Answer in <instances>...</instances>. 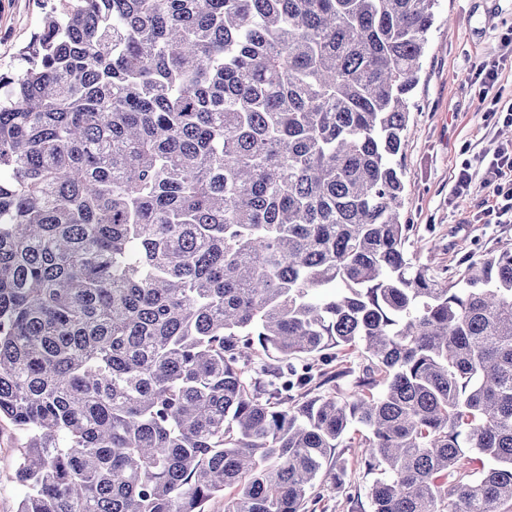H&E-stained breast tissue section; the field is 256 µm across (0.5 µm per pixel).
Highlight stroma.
Returning a JSON list of instances; mask_svg holds the SVG:
<instances>
[{"label": "stroma", "mask_w": 512, "mask_h": 512, "mask_svg": "<svg viewBox=\"0 0 512 512\" xmlns=\"http://www.w3.org/2000/svg\"><path fill=\"white\" fill-rule=\"evenodd\" d=\"M57 0H0V72L22 66L19 53L38 32ZM512 32V0H438L409 115L408 146L402 156V218L413 224L408 251L414 263L455 279L462 258H480L512 249V223L488 224L484 212L493 203L488 190L455 197L453 176L469 163L482 177L484 160L500 142L512 140V126L498 123L479 104L475 74L499 58L503 38ZM24 434L0 420V512H16L25 493L15 479L18 448ZM356 449L339 445L330 465H345L344 492L328 475L317 480L319 499L308 512H350L358 504L371 512V474L356 464Z\"/></svg>", "instance_id": "obj_1"}]
</instances>
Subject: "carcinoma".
<instances>
[{"instance_id": "cac0c4a2", "label": "carcinoma", "mask_w": 512, "mask_h": 512, "mask_svg": "<svg viewBox=\"0 0 512 512\" xmlns=\"http://www.w3.org/2000/svg\"><path fill=\"white\" fill-rule=\"evenodd\" d=\"M436 2L45 15L0 74L17 512H306L354 421L373 512H512V251L443 283L401 221Z\"/></svg>"}]
</instances>
